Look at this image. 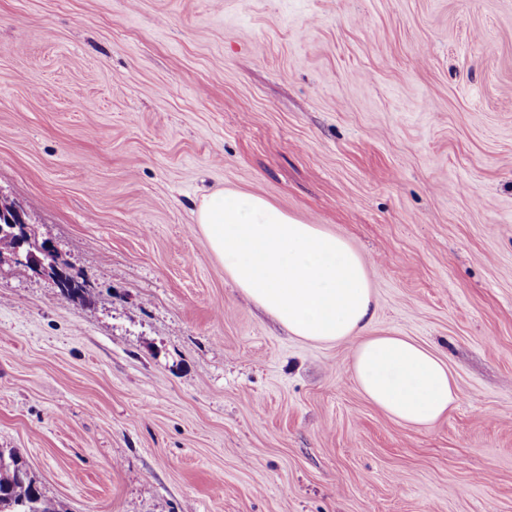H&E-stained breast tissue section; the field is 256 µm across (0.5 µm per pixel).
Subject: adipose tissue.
Masks as SVG:
<instances>
[{
    "label": "adipose tissue",
    "mask_w": 512,
    "mask_h": 512,
    "mask_svg": "<svg viewBox=\"0 0 512 512\" xmlns=\"http://www.w3.org/2000/svg\"><path fill=\"white\" fill-rule=\"evenodd\" d=\"M196 222L225 273L292 336L352 343L354 380L390 418L428 426L455 406L457 386L435 353L405 336L370 335L372 274L346 239L233 190L204 196Z\"/></svg>",
    "instance_id": "ef3b65f1"
}]
</instances>
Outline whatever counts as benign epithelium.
Wrapping results in <instances>:
<instances>
[{
	"mask_svg": "<svg viewBox=\"0 0 512 512\" xmlns=\"http://www.w3.org/2000/svg\"><path fill=\"white\" fill-rule=\"evenodd\" d=\"M0 234L5 236L4 242L10 245L14 259L31 265L38 271L50 270L62 287L74 288L77 280L58 262L53 246L47 244L41 249L42 256L38 257L28 248L30 228L18 209L0 215Z\"/></svg>",
	"mask_w": 512,
	"mask_h": 512,
	"instance_id": "obj_1",
	"label": "benign epithelium"
}]
</instances>
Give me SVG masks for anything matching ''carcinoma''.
Masks as SVG:
<instances>
[{"label":"carcinoma","instance_id":"carcinoma-1","mask_svg":"<svg viewBox=\"0 0 512 512\" xmlns=\"http://www.w3.org/2000/svg\"><path fill=\"white\" fill-rule=\"evenodd\" d=\"M0 512H55L11 448H0Z\"/></svg>","mask_w":512,"mask_h":512}]
</instances>
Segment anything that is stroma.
Returning a JSON list of instances; mask_svg holds the SVG:
<instances>
[{"label": "stroma", "instance_id": "obj_1", "mask_svg": "<svg viewBox=\"0 0 512 512\" xmlns=\"http://www.w3.org/2000/svg\"><path fill=\"white\" fill-rule=\"evenodd\" d=\"M369 266L448 364L425 427L225 274L204 195ZM0 448L56 512H512V0H0ZM1 235L5 236L3 243L10 245V252L14 259L31 265L35 270H50L56 277L60 288L61 296L71 301L81 297L84 288H75L77 280L67 271V269L58 262L57 254L53 246L45 244L41 249L42 257H38L31 252L30 247V228L18 209L12 210L11 214L2 213Z\"/></svg>", "mask_w": 512, "mask_h": 512}]
</instances>
